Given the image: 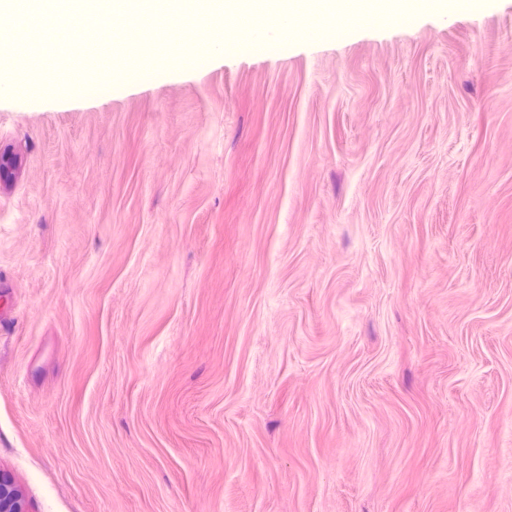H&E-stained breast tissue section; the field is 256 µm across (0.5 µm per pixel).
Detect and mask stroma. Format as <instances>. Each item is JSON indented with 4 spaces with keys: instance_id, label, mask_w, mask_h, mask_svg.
Wrapping results in <instances>:
<instances>
[{
    "instance_id": "stroma-1",
    "label": "stroma",
    "mask_w": 512,
    "mask_h": 512,
    "mask_svg": "<svg viewBox=\"0 0 512 512\" xmlns=\"http://www.w3.org/2000/svg\"><path fill=\"white\" fill-rule=\"evenodd\" d=\"M3 149L30 512H512V0L37 87Z\"/></svg>"
}]
</instances>
